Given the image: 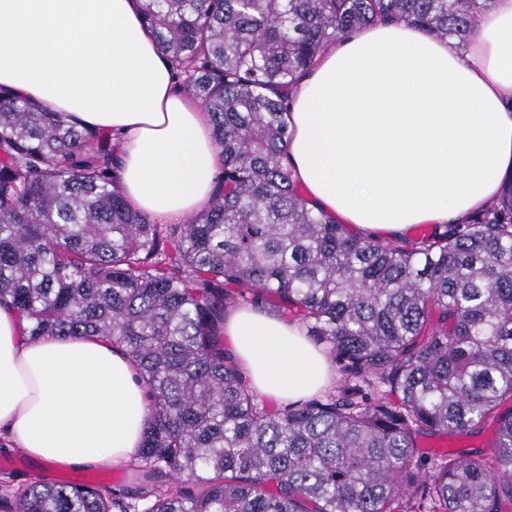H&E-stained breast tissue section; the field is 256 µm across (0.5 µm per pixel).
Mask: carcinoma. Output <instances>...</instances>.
<instances>
[{
    "mask_svg": "<svg viewBox=\"0 0 512 512\" xmlns=\"http://www.w3.org/2000/svg\"><path fill=\"white\" fill-rule=\"evenodd\" d=\"M493 0H140L223 158L184 224L125 202L108 133L0 94V305L29 336H101L149 399L130 483L0 472V512H509L512 179L424 235L308 207L288 95L326 47L391 19L465 47ZM285 315L341 383L270 409L224 345L229 309ZM495 430L427 454L424 436Z\"/></svg>",
    "mask_w": 512,
    "mask_h": 512,
    "instance_id": "obj_1",
    "label": "carcinoma"
}]
</instances>
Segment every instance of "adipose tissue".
Returning <instances> with one entry per match:
<instances>
[{
	"instance_id": "obj_1",
	"label": "adipose tissue",
	"mask_w": 512,
	"mask_h": 512,
	"mask_svg": "<svg viewBox=\"0 0 512 512\" xmlns=\"http://www.w3.org/2000/svg\"><path fill=\"white\" fill-rule=\"evenodd\" d=\"M0 89L117 134L124 198L160 223L216 189L208 114L176 86L137 0H0ZM288 124L306 197L356 232L465 220L512 176V0H495L464 48L395 22L337 38L291 94ZM26 328L0 306V436L47 468L136 458L148 397L125 352ZM224 334L260 395L285 405L334 383L296 323L237 309Z\"/></svg>"
}]
</instances>
